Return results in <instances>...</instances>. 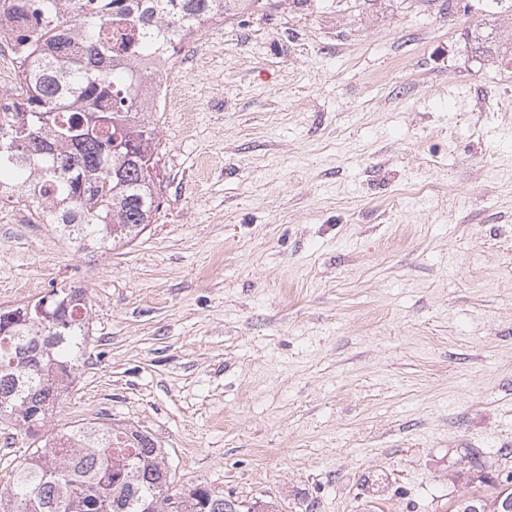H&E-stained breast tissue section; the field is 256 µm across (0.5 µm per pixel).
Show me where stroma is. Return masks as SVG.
Here are the masks:
<instances>
[{
	"instance_id": "obj_1",
	"label": "stroma",
	"mask_w": 512,
	"mask_h": 512,
	"mask_svg": "<svg viewBox=\"0 0 512 512\" xmlns=\"http://www.w3.org/2000/svg\"><path fill=\"white\" fill-rule=\"evenodd\" d=\"M511 46L512 0H273L183 41L136 240L90 257L0 209V304L78 280L92 304L47 431L135 427L174 489L273 512H453L498 491ZM29 444L0 421V488Z\"/></svg>"
}]
</instances>
